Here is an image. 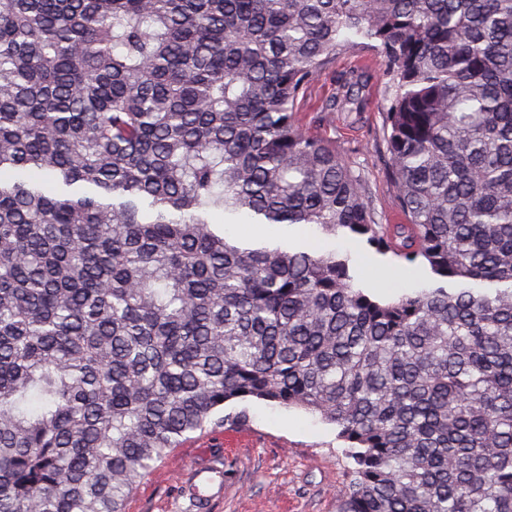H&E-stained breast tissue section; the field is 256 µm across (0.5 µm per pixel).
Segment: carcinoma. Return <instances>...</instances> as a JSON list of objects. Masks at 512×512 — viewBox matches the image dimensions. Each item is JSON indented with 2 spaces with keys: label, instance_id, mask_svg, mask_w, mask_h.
Here are the masks:
<instances>
[{
  "label": "carcinoma",
  "instance_id": "cac0c4a2",
  "mask_svg": "<svg viewBox=\"0 0 512 512\" xmlns=\"http://www.w3.org/2000/svg\"><path fill=\"white\" fill-rule=\"evenodd\" d=\"M358 45L405 224L296 119ZM219 214L426 280L385 296ZM252 401L336 426L337 512H512V0H0V512H126ZM236 224H224V233L236 242L256 243L259 245H280L289 248H301L320 243L326 250H338L342 253H350L353 264L368 273L363 281L366 286L381 279L384 271H390L391 275L383 281L382 287L377 290L388 294H396L410 288H419L423 284L420 276L401 278L389 263L387 257H382L364 251L352 240L341 236H321L315 227L299 224L290 227L277 225H252L244 220H238ZM406 288V289H403Z\"/></svg>",
  "mask_w": 512,
  "mask_h": 512
}]
</instances>
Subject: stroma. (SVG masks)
<instances>
[{
	"mask_svg": "<svg viewBox=\"0 0 512 512\" xmlns=\"http://www.w3.org/2000/svg\"><path fill=\"white\" fill-rule=\"evenodd\" d=\"M382 58L359 46L337 54L327 73L296 103L297 118L308 133L334 145L360 173L367 203L380 223L402 224L401 211L383 151V112L391 90L381 81L365 89L362 114L323 111L336 93L335 78L356 71L382 70ZM225 234L237 242L301 248L315 243L350 254L353 264L366 271L365 285L383 281L391 293L420 287L422 277H399L387 258L364 251L341 236H322L316 228L299 224H228ZM246 422L232 433L218 428L194 433L175 448L139 486L127 503V512H197L192 497L181 494L197 470H219L224 487L211 512H336V498L348 481L349 460L334 425L301 409L264 403L246 406Z\"/></svg>",
	"mask_w": 512,
	"mask_h": 512,
	"instance_id": "35a3bbf8",
	"label": "stroma"
}]
</instances>
